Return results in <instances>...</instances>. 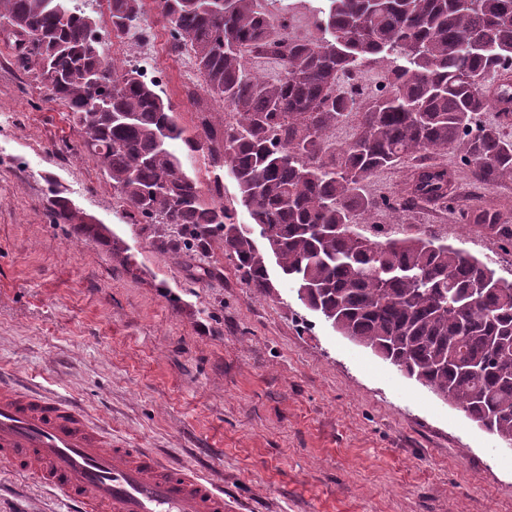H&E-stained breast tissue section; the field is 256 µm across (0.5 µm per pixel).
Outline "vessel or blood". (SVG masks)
I'll return each instance as SVG.
<instances>
[{"label": "vessel or blood", "mask_w": 512, "mask_h": 512, "mask_svg": "<svg viewBox=\"0 0 512 512\" xmlns=\"http://www.w3.org/2000/svg\"><path fill=\"white\" fill-rule=\"evenodd\" d=\"M0 460L64 512H236L218 481L113 438L68 398L0 379Z\"/></svg>", "instance_id": "1"}]
</instances>
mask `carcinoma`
I'll return each mask as SVG.
<instances>
[{
  "mask_svg": "<svg viewBox=\"0 0 512 512\" xmlns=\"http://www.w3.org/2000/svg\"><path fill=\"white\" fill-rule=\"evenodd\" d=\"M73 0H0V35L19 68L63 103L84 149L120 198L146 224H170L201 248L224 238V254L249 287L272 288L266 256L306 307L340 335L371 349L400 373L454 404L512 446V281L493 262L444 243L391 235L372 241L357 220L379 210L424 204L455 210L458 172L487 188L512 180V84L490 81L512 62V0H330V37L282 36L284 18L258 0H158L172 50L187 51L198 86L224 105L222 132L193 136L169 99L130 66H117L90 15ZM146 0H112L111 32L128 33ZM272 55L282 73L265 79L246 54ZM393 60L370 100L338 84ZM112 84L99 105L92 75ZM496 109L500 123L481 116ZM354 139L340 149L327 133L352 113ZM208 150L231 170L252 223L224 204L220 176L206 191L171 150ZM448 151L460 167L435 161ZM410 159L400 193L379 201L361 193L376 172ZM55 224L89 220L67 198ZM506 251L512 224L491 205L459 210Z\"/></svg>",
  "mask_w": 512,
  "mask_h": 512,
  "instance_id": "obj_1",
  "label": "carcinoma"
}]
</instances>
